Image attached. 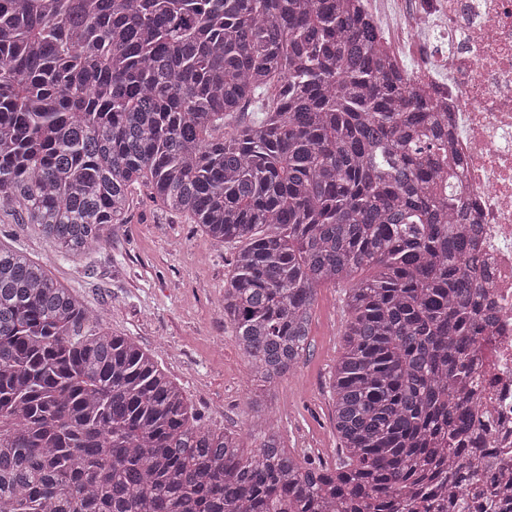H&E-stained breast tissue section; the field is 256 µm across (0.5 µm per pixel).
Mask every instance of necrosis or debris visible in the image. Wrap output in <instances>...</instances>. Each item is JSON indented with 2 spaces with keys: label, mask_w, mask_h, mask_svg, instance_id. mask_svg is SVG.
Here are the masks:
<instances>
[{
  "label": "necrosis or debris",
  "mask_w": 512,
  "mask_h": 512,
  "mask_svg": "<svg viewBox=\"0 0 512 512\" xmlns=\"http://www.w3.org/2000/svg\"><path fill=\"white\" fill-rule=\"evenodd\" d=\"M413 94L448 116L451 182L469 198L474 279L492 318L474 348L479 406L471 427L490 448L492 489L512 479V0H355Z\"/></svg>",
  "instance_id": "1"
}]
</instances>
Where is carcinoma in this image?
Returning a JSON list of instances; mask_svg holds the SVG:
<instances>
[{
    "label": "carcinoma",
    "instance_id": "carcinoma-1",
    "mask_svg": "<svg viewBox=\"0 0 512 512\" xmlns=\"http://www.w3.org/2000/svg\"><path fill=\"white\" fill-rule=\"evenodd\" d=\"M447 142L350 0H0V209L60 255L132 188L240 243L220 306L255 446L153 354L0 246V512H469V349L491 318ZM342 289L334 465L266 398Z\"/></svg>",
    "mask_w": 512,
    "mask_h": 512
}]
</instances>
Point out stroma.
<instances>
[{
	"label": "stroma",
	"instance_id": "obj_1",
	"mask_svg": "<svg viewBox=\"0 0 512 512\" xmlns=\"http://www.w3.org/2000/svg\"><path fill=\"white\" fill-rule=\"evenodd\" d=\"M0 243L47 263L53 279L87 309L104 311L113 333L154 352L201 423L251 428L252 383L218 308L237 245L213 241L154 202L142 185L132 192L126 223L114 225L86 256H56L38 226L18 223L9 209L0 210ZM341 298L339 289H319L310 352L271 399L286 448L316 462L332 460L337 448L328 386L340 353Z\"/></svg>",
	"mask_w": 512,
	"mask_h": 512
}]
</instances>
